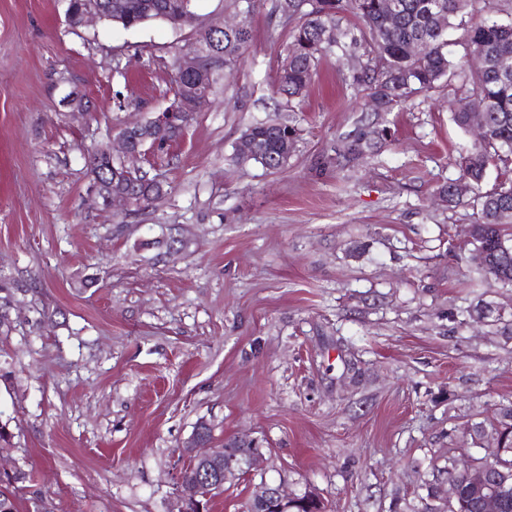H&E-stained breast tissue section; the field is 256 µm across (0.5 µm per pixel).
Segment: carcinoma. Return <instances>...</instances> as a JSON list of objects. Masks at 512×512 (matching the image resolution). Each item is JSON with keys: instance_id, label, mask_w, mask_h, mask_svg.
<instances>
[{"instance_id": "cac0c4a2", "label": "carcinoma", "mask_w": 512, "mask_h": 512, "mask_svg": "<svg viewBox=\"0 0 512 512\" xmlns=\"http://www.w3.org/2000/svg\"><path fill=\"white\" fill-rule=\"evenodd\" d=\"M242 16V25L231 32L215 33L216 50L206 54L202 69L193 74H182L174 62L166 63L171 72L172 104L179 105L199 94H212L216 85L229 77L250 46L253 35L249 18L256 11L258 0H230ZM441 9L432 6V0H393L398 12L386 15L388 0H318L317 9L305 0H290V25L285 58L277 73L273 89L287 104L301 96L311 82L321 56L328 52L343 55L363 46L368 61L357 81L369 83L368 105L374 119L358 127L347 146L348 160H356L370 149L377 139L388 136L382 125L384 114L405 102L414 94H428L444 78L456 79L458 91L468 97L476 95L484 102L486 138L475 144L461 157V179L478 185L493 163L509 172L512 165V73L497 68V59L512 55V19L500 22L491 17L492 0H439ZM102 11H112V18L125 28H135L152 20H165L178 27L190 26L196 16L193 0H67V10L79 12L89 5ZM351 14L362 22L359 33L342 29L343 15ZM467 14L475 19L468 29L466 45L485 58L479 71L457 70L448 59L445 35L453 26V19ZM328 40H321L323 32ZM413 40L427 43L429 52L424 58L408 54L407 46ZM192 120L187 114L168 113L165 119L153 125L137 124L131 127L129 144L135 150L141 146V137L153 136L167 145L177 141ZM242 136L253 144L250 153L235 152L241 165H258L263 170L276 172L285 168L298 139L297 127L277 119L257 121ZM92 182L99 185L100 197L128 194L139 210L164 194V186L154 178L142 174L130 181L117 161L109 159L95 148L84 155ZM481 223L480 244L485 253L481 270L494 282L512 284V232L506 227L512 218V177L502 180L494 189L478 196ZM501 428L495 430L496 440L504 446L505 469L512 472V404L500 408ZM455 455L448 456L443 472L457 483V498L450 512H484L482 498L475 495L465 479L454 468ZM25 479L18 471L0 478V512H18L15 484ZM502 499L500 512H512V485L502 489L498 476L491 475L486 490Z\"/></svg>"}]
</instances>
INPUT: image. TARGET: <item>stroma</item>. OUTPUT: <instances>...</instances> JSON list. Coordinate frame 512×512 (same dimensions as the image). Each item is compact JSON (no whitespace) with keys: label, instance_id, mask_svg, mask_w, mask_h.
<instances>
[{"label":"stroma","instance_id":"35a3bbf8","mask_svg":"<svg viewBox=\"0 0 512 512\" xmlns=\"http://www.w3.org/2000/svg\"><path fill=\"white\" fill-rule=\"evenodd\" d=\"M251 26L237 72L142 161L165 194L128 215L89 194L83 152L164 111L193 28H75L65 0H0V469L27 473L18 512H181L202 423L210 447L262 453L210 512L264 482L324 512H421L431 467L512 403V288L477 284L468 242L501 171L462 203L440 194L474 144L457 81L395 107L343 169L366 56L323 57L283 112L289 26L267 0ZM274 113L300 130L287 167L235 164Z\"/></svg>","mask_w":512,"mask_h":512}]
</instances>
